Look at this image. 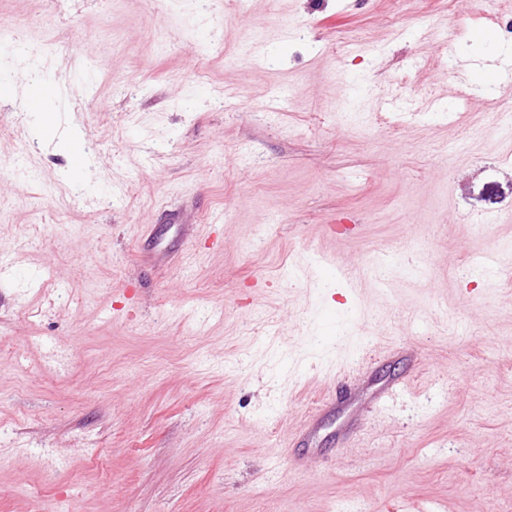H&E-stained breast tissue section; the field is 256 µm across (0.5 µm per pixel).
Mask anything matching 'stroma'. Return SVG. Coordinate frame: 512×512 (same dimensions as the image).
Returning <instances> with one entry per match:
<instances>
[{"instance_id":"35a3bbf8","label":"stroma","mask_w":512,"mask_h":512,"mask_svg":"<svg viewBox=\"0 0 512 512\" xmlns=\"http://www.w3.org/2000/svg\"><path fill=\"white\" fill-rule=\"evenodd\" d=\"M502 13L0 0L57 122L12 73L0 512H512V84L460 68ZM387 92L433 108L372 110Z\"/></svg>"}]
</instances>
